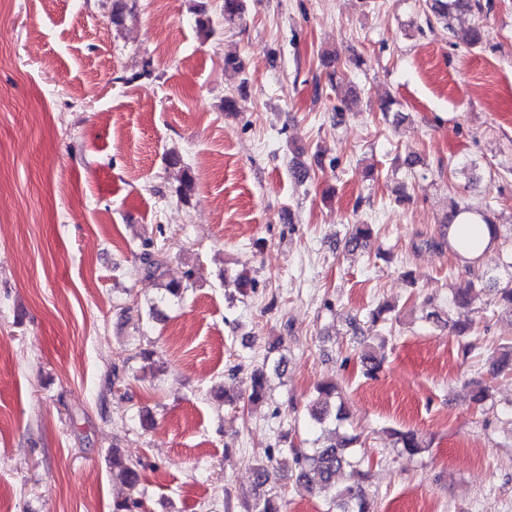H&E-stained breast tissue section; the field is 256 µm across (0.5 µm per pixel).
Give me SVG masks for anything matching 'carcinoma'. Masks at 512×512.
Returning <instances> with one entry per match:
<instances>
[{
  "label": "carcinoma",
  "mask_w": 512,
  "mask_h": 512,
  "mask_svg": "<svg viewBox=\"0 0 512 512\" xmlns=\"http://www.w3.org/2000/svg\"><path fill=\"white\" fill-rule=\"evenodd\" d=\"M431 14L443 23L449 33L461 34V39L468 45L477 46L483 43L485 32L478 26H472L457 31L454 21L474 10H482L480 0H425ZM373 236V227L370 224H352L348 228L345 248L349 252L365 248ZM167 256L162 252L145 251L142 255L144 276L159 292V300L170 304L182 301L185 287L176 281H163V267ZM495 288L499 301L512 310V278L500 281L484 271L477 276V282L470 283V287L461 288L452 297V302L458 305H467L472 300L473 289L477 286ZM364 374L376 376L381 368V359L378 358L373 347L368 348L361 358ZM281 363L273 366L263 365L254 371L251 377V392L248 400L255 404L267 398V382L269 372L280 374ZM512 370V345L502 346V352L496 363L492 364L490 373L497 376L507 370ZM340 392L336 384L329 382L320 385L317 396L308 408L309 429L316 431L328 424L338 426L347 419L344 402L336 401ZM396 443L402 451L416 455L425 451V445L420 436L412 431H393ZM359 437L356 435H343L340 439L329 445H320L307 452H297L294 456L296 479L298 482L312 489L328 500L332 512H375L374 499L365 486L367 474L360 469L362 461L354 460L355 444ZM350 468L349 478L346 482L338 481V475L344 468ZM255 485L263 487L276 479V458L273 449L266 452V460L259 461L253 467ZM112 477L134 490L141 481V473L134 463L122 460L118 455H112ZM281 497L276 493H269L255 499L251 512H282Z\"/></svg>",
  "instance_id": "carcinoma-1"
}]
</instances>
